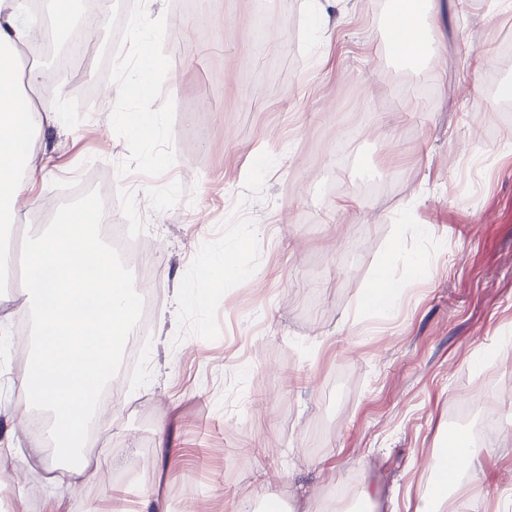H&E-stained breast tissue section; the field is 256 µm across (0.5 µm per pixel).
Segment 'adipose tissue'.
Listing matches in <instances>:
<instances>
[{"instance_id": "adipose-tissue-1", "label": "adipose tissue", "mask_w": 512, "mask_h": 512, "mask_svg": "<svg viewBox=\"0 0 512 512\" xmlns=\"http://www.w3.org/2000/svg\"><path fill=\"white\" fill-rule=\"evenodd\" d=\"M421 21L405 27L390 50L398 56L426 58L436 65L441 52L434 38L443 24L439 0H421ZM19 0H0V223L14 212L20 193L33 189L43 178V167L33 160L36 129L55 121L50 112H39L32 96L62 87L46 80L43 67L28 70L25 83L15 73L22 50L29 44L34 22L20 18ZM160 60L142 53L127 94L140 100L138 113L120 114L140 135L157 131L156 114L149 107L154 97L151 74ZM30 95H23V88ZM96 222L92 209L67 212L51 230L31 245L25 276L9 291L0 292V311L19 305L31 309L37 319L35 350L17 386L29 404L52 413L48 443L68 465L71 484L94 477L83 443L88 419L99 411L98 397L112 371L120 343L134 333L132 294L110 249L91 246L89 231ZM401 285L388 266H380L365 296L364 308L392 318L398 309ZM44 442V443H47ZM42 442H35L32 459L43 461Z\"/></svg>"}]
</instances>
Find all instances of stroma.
<instances>
[{"label": "stroma", "instance_id": "stroma-1", "mask_svg": "<svg viewBox=\"0 0 512 512\" xmlns=\"http://www.w3.org/2000/svg\"><path fill=\"white\" fill-rule=\"evenodd\" d=\"M328 12L324 28L304 0H113L70 71L45 37L22 60L50 68L65 93L46 101L58 121L33 143L46 176L9 231L28 244L45 229L51 188L107 178L113 223L143 227L158 246L166 321L152 325L111 431H88L94 478L70 488L27 459L45 431L30 428L41 413L15 381L36 323L14 312L0 354L7 512H107L114 490L134 512L149 482L169 512L324 510L342 486L344 512H372L365 483L404 512L406 491L437 489L433 458L458 430L450 411L512 388V118L488 91L512 85L500 54L512 12L472 0L448 13L434 76L390 52V0H337ZM117 34L162 62L148 139L114 118L142 108L113 67ZM351 121L357 134L335 161ZM396 242L420 274L389 262ZM228 248L239 275L206 290L204 306L182 303V284H202ZM385 263L404 287L390 321L358 311ZM496 420L475 479L447 492L465 512H512V400ZM162 421L177 427L180 463L128 476L132 457L154 454Z\"/></svg>", "mask_w": 512, "mask_h": 512}]
</instances>
